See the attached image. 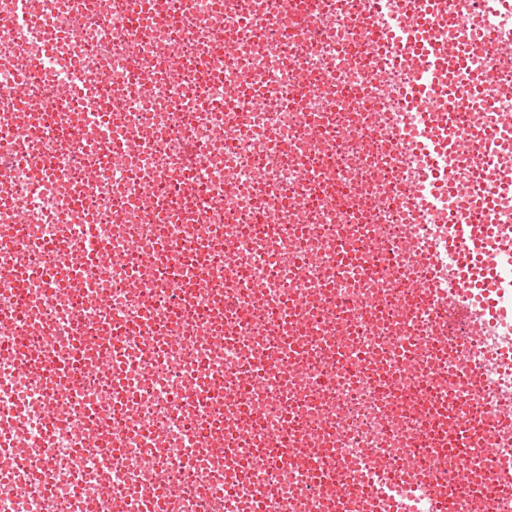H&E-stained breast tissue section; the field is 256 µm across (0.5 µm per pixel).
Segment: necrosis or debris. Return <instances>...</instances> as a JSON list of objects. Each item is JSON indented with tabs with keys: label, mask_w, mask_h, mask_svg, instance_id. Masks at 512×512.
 Wrapping results in <instances>:
<instances>
[{
	"label": "necrosis or debris",
	"mask_w": 512,
	"mask_h": 512,
	"mask_svg": "<svg viewBox=\"0 0 512 512\" xmlns=\"http://www.w3.org/2000/svg\"><path fill=\"white\" fill-rule=\"evenodd\" d=\"M245 0H171L176 23L130 27L133 0H31L49 19L47 38L81 60L87 88L116 112L120 146L83 120V104L61 103L31 76L40 108H65V133L32 134L15 102L12 69L35 48L0 25V156L24 151L32 165L0 167V195L24 218L10 248L23 267H55L51 241L62 225L92 224L111 255L85 264L93 291L73 286L45 297L30 283L38 322H18L15 284L0 272V417L17 430L0 449V479L39 461L33 489L0 487V512H119L104 492L120 487L125 507L167 497L169 512H224L225 496L261 502L263 512H366L355 492L336 502L320 468L352 471L397 449L420 477L453 465L431 420L448 398L432 354L450 353L446 312L408 294L423 265L414 234L436 217L411 209L416 170L399 161L380 129L403 125L404 76L391 54L357 52L354 20L366 0H322L316 23L291 41L256 46V30L296 20ZM236 43L213 54V39ZM297 95L317 123L308 135ZM151 182L170 201L145 210ZM365 255L336 257V229ZM210 280L174 294L179 281ZM237 294L239 304L224 305ZM306 345L315 358L288 359ZM75 354V393L20 386V355ZM62 433L42 439L40 425Z\"/></svg>",
	"instance_id": "obj_1"
}]
</instances>
